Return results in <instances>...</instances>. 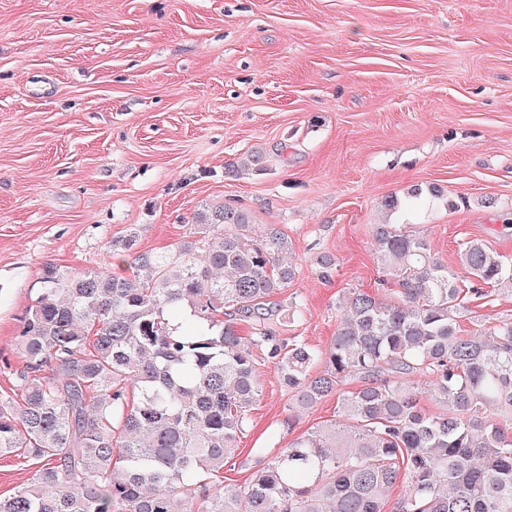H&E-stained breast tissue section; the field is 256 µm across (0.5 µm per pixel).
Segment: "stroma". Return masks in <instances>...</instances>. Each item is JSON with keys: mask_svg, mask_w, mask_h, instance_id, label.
<instances>
[{"mask_svg": "<svg viewBox=\"0 0 512 512\" xmlns=\"http://www.w3.org/2000/svg\"><path fill=\"white\" fill-rule=\"evenodd\" d=\"M287 163L230 176L254 150ZM438 186L410 230L456 267L483 240L512 258V0H0V396L43 265L129 274L112 240L159 251L211 203L287 235L303 299L288 335L322 348L353 289L373 291L381 202ZM335 264L322 278L313 258ZM512 318L489 290L462 332ZM261 396L224 486L337 418L297 409L254 350Z\"/></svg>", "mask_w": 512, "mask_h": 512, "instance_id": "1", "label": "stroma"}]
</instances>
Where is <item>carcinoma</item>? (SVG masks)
Instances as JSON below:
<instances>
[{
	"label": "carcinoma",
	"instance_id": "obj_1",
	"mask_svg": "<svg viewBox=\"0 0 512 512\" xmlns=\"http://www.w3.org/2000/svg\"><path fill=\"white\" fill-rule=\"evenodd\" d=\"M250 168L266 156L228 171ZM438 193L382 208L398 217ZM374 237L383 293L344 296L321 352L284 336L303 308L275 300L294 275L288 236L237 206L206 205L162 252L134 250L133 232L112 241L130 276L44 265L15 335L21 399L0 400V455L33 474L0 512H512V318L457 330L465 300L512 289V261L472 239L453 271L397 222ZM254 347L298 407L334 395L339 418L229 493L224 467L261 392Z\"/></svg>",
	"mask_w": 512,
	"mask_h": 512
}]
</instances>
